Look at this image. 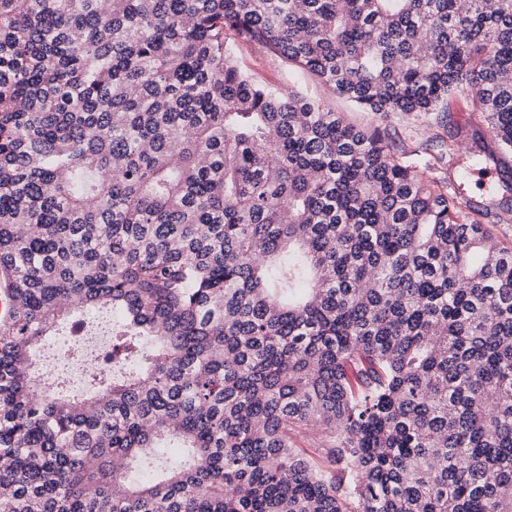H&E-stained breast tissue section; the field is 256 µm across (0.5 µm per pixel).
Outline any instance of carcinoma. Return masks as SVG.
<instances>
[{
  "mask_svg": "<svg viewBox=\"0 0 512 512\" xmlns=\"http://www.w3.org/2000/svg\"><path fill=\"white\" fill-rule=\"evenodd\" d=\"M488 2L0 0V512H512V250L466 169L225 37L383 118L467 94L512 155ZM100 308L112 368L44 395L33 353ZM235 60L257 83L286 91L289 87L293 90L299 89L320 100L326 110L342 113L345 120L355 126L386 127L396 147L407 152L411 161H433L442 157L439 165L442 169L439 170L448 178L453 175L458 165L466 161V151L471 146L472 134H481L489 146L497 147L490 136L487 122L468 97L456 98L451 103L449 112L421 116L393 115L382 120L372 112L356 108L345 98L314 81L309 80L300 86L294 85L282 60L253 43H238ZM414 150L419 156L411 155ZM297 448L318 464L326 465L325 452L327 448L325 438L315 429H302L296 437Z\"/></svg>",
  "mask_w": 512,
  "mask_h": 512,
  "instance_id": "1",
  "label": "carcinoma"
}]
</instances>
